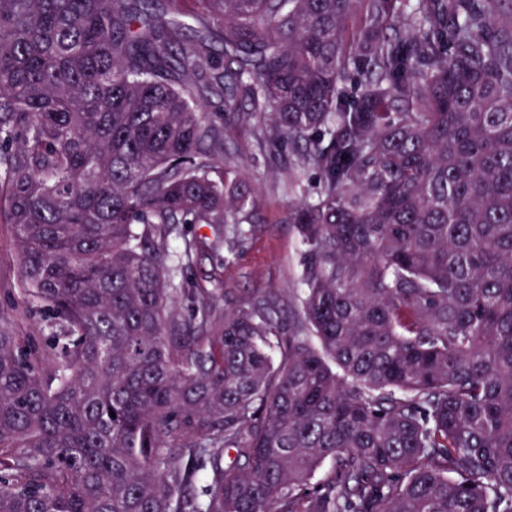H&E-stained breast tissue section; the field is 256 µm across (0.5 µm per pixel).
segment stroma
Masks as SVG:
<instances>
[{
	"instance_id": "stroma-1",
	"label": "stroma",
	"mask_w": 512,
	"mask_h": 512,
	"mask_svg": "<svg viewBox=\"0 0 512 512\" xmlns=\"http://www.w3.org/2000/svg\"><path fill=\"white\" fill-rule=\"evenodd\" d=\"M257 121L236 124L227 142V153L249 162L254 193L249 206L250 233L235 251L220 249L199 255L188 270L174 268L172 285L179 295H187L198 285L216 289L226 302L244 304L269 298L288 307L298 285L303 249L293 225L288 222L289 204L299 201L314 185L315 172H307L299 187L288 188L279 167L270 165L259 151ZM19 267L9 225L0 222V314L7 318H25L36 332L49 328L37 315H27L19 299L5 300L1 294L18 287Z\"/></svg>"
}]
</instances>
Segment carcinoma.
<instances>
[{"label": "carcinoma", "instance_id": "obj_1", "mask_svg": "<svg viewBox=\"0 0 512 512\" xmlns=\"http://www.w3.org/2000/svg\"><path fill=\"white\" fill-rule=\"evenodd\" d=\"M196 2L0 0V219L50 328L0 320V512H512V0ZM210 96L316 171L290 317L178 310V227L212 231L183 266L246 237Z\"/></svg>", "mask_w": 512, "mask_h": 512}]
</instances>
